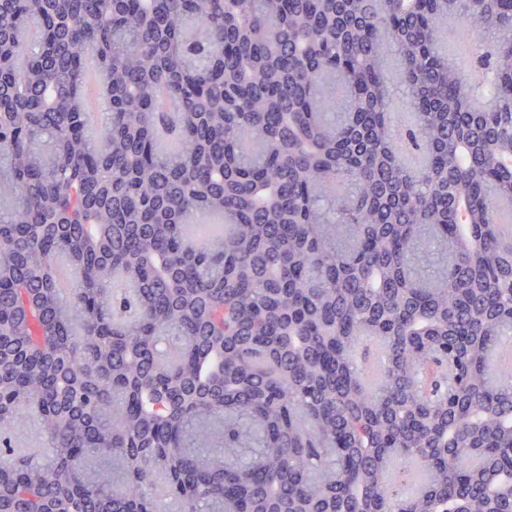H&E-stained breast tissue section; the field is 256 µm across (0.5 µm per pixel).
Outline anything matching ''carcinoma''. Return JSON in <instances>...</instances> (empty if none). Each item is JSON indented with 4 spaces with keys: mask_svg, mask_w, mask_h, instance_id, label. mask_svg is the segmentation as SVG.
I'll return each instance as SVG.
<instances>
[{
    "mask_svg": "<svg viewBox=\"0 0 512 512\" xmlns=\"http://www.w3.org/2000/svg\"><path fill=\"white\" fill-rule=\"evenodd\" d=\"M4 192L0 512H512V0H0Z\"/></svg>",
    "mask_w": 512,
    "mask_h": 512,
    "instance_id": "carcinoma-1",
    "label": "carcinoma"
}]
</instances>
